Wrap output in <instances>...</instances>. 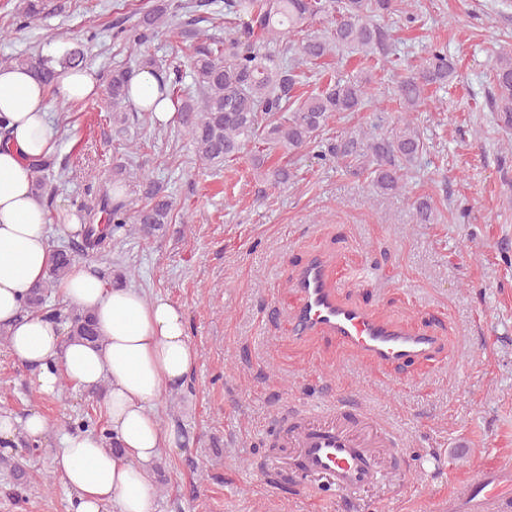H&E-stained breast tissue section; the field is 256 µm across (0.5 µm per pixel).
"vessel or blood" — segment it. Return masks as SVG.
<instances>
[{"label": "vessel or blood", "instance_id": "obj_1", "mask_svg": "<svg viewBox=\"0 0 512 512\" xmlns=\"http://www.w3.org/2000/svg\"><path fill=\"white\" fill-rule=\"evenodd\" d=\"M303 295L302 306L291 316L294 336L315 331L336 336L345 347L369 355L380 363L405 364L429 358L441 350L438 337L413 334L377 319L366 309L340 299L325 278L321 257H312L302 268L296 283ZM336 413L342 427L322 430L305 425L302 416L291 419V437L307 473L324 477L333 495H351L374 481L372 454L354 441L345 428L347 422L362 418V410L341 401ZM512 485V455L499 466L479 475L465 498L448 500V512H512V496L504 487Z\"/></svg>", "mask_w": 512, "mask_h": 512}]
</instances>
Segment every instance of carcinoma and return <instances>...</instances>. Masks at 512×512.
Here are the masks:
<instances>
[{
  "mask_svg": "<svg viewBox=\"0 0 512 512\" xmlns=\"http://www.w3.org/2000/svg\"><path fill=\"white\" fill-rule=\"evenodd\" d=\"M209 0H162L145 11L129 27L120 30L123 39L141 46L151 40L165 24L177 19L173 31L190 41L191 69L195 89L187 91L181 80L161 76L162 97L176 116L187 125L199 157L213 169L235 160L243 150L261 143L279 147L288 154L312 150L322 161H345L359 172L368 173L370 191L376 195L396 194L405 189V176L423 153L425 143L412 119L400 117L390 133H367L323 141L320 134L328 120L340 113L358 112L371 99L368 79L360 75L347 78L332 75L318 92L305 98L296 95L303 65H315L340 49L364 54L379 53L382 66L397 67L393 58L389 29L381 25L386 16L398 15L410 22L416 19L413 0H224V37L209 33L203 24ZM318 19L328 27L322 34L311 30ZM296 36L279 54L261 52L260 45ZM80 49L64 55L16 58L12 66L30 70L50 87L57 69H80ZM135 69H112L107 82L112 103V121L118 133L126 130L129 120H139L128 96V83ZM455 78V67L441 48H434L419 65L395 74L396 95L406 113L419 111L425 104V92L435 87L448 89ZM495 88L493 105L499 112L501 126L512 128V53L497 57L492 69ZM54 165L50 158L32 165L34 189L42 197L46 188L45 172ZM293 172L288 166L264 171L272 185H286ZM140 202L112 198L103 185L94 196L95 204L81 205L88 223L80 230V250L108 260V245L118 240L126 225L133 222L147 236L164 230L174 220V202L164 193L163 185L145 176L139 184ZM417 221L432 224L435 211L429 197L416 205ZM76 255L66 250L55 253L47 277L35 285L27 310L68 325V339L97 343L92 315L84 310L47 306L48 293L65 277ZM0 467L9 470L17 484L27 486L32 479L24 466L13 459L0 458Z\"/></svg>",
  "mask_w": 512,
  "mask_h": 512,
  "instance_id": "cac0c4a2",
  "label": "carcinoma"
}]
</instances>
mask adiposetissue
<instances>
[{"instance_id":"1","label":"adipose tissue","mask_w":512,"mask_h":512,"mask_svg":"<svg viewBox=\"0 0 512 512\" xmlns=\"http://www.w3.org/2000/svg\"><path fill=\"white\" fill-rule=\"evenodd\" d=\"M55 89L67 101H84L96 98L101 84L93 69L63 70ZM157 95L156 77L137 71L131 103L139 109L155 105L157 125L172 124L174 113ZM47 97L30 71L0 67V118L9 129L0 142V326L9 333L10 354L32 370L40 393L54 394L64 380L104 391L98 407L118 448L110 450L90 433L63 436L54 468L72 492L68 512H155L153 466L174 445L157 409L170 390L185 384L198 352L180 305L107 285L80 261L57 290L65 302L94 314L100 344L67 340L61 323L24 311L29 289L46 277L54 256L31 168L57 146Z\"/></svg>"}]
</instances>
